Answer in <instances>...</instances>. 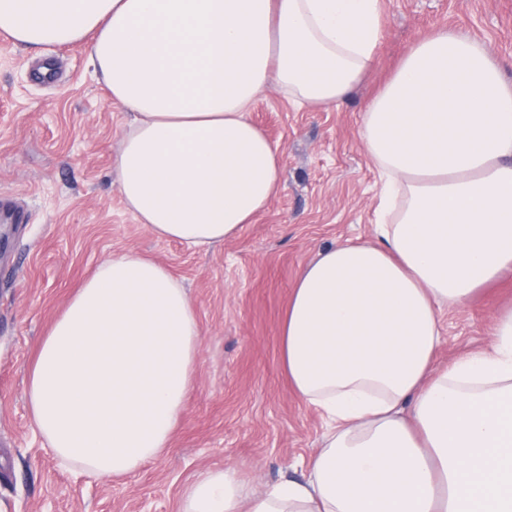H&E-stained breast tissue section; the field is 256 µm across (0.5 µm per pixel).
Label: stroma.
Wrapping results in <instances>:
<instances>
[{
    "instance_id": "1",
    "label": "stroma",
    "mask_w": 512,
    "mask_h": 512,
    "mask_svg": "<svg viewBox=\"0 0 512 512\" xmlns=\"http://www.w3.org/2000/svg\"><path fill=\"white\" fill-rule=\"evenodd\" d=\"M373 67L339 107L270 89L253 121L282 151L278 194L240 234L206 251L154 237L120 196L126 128L86 44L36 52L0 35V196L28 210L0 249V512H179L184 488L237 467L260 483L301 479L324 422L295 396L280 336L293 284L317 251L372 234L379 174L361 114L419 41L448 28L482 41L512 80V0H383ZM167 265L202 336L196 382L170 447L134 473L94 479L59 466L25 400L40 339L82 280L123 252ZM512 276L443 315L437 363L489 348Z\"/></svg>"
}]
</instances>
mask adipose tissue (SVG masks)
Listing matches in <instances>:
<instances>
[{"label":"adipose tissue","instance_id":"obj_1","mask_svg":"<svg viewBox=\"0 0 512 512\" xmlns=\"http://www.w3.org/2000/svg\"><path fill=\"white\" fill-rule=\"evenodd\" d=\"M382 0H0V33L88 41L133 115L119 191L160 240L207 249L276 196L281 151L251 120L270 88L343 102L371 68ZM383 192L371 238L320 249L292 289L281 361L326 425L304 480L236 469L185 487L180 512H512V306L494 343L443 368V310L512 273V83L485 45L420 40L361 118ZM196 310L169 268L125 252L84 278L28 371L59 465L128 475L169 448L195 383Z\"/></svg>","mask_w":512,"mask_h":512}]
</instances>
